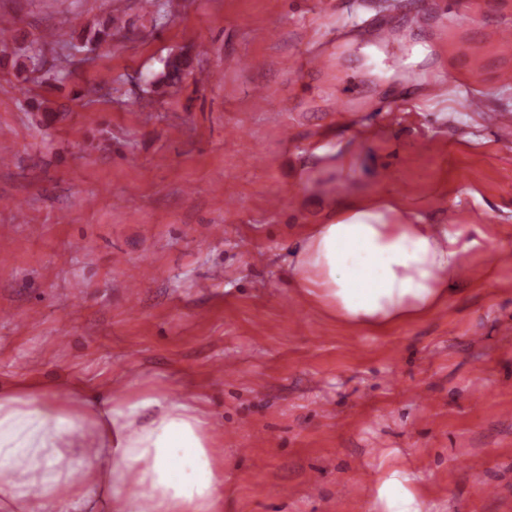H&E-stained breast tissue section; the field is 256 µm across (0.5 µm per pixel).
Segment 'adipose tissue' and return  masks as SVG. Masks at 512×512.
I'll return each instance as SVG.
<instances>
[{
    "mask_svg": "<svg viewBox=\"0 0 512 512\" xmlns=\"http://www.w3.org/2000/svg\"><path fill=\"white\" fill-rule=\"evenodd\" d=\"M358 197L294 243L293 282L327 314L382 332L448 298L477 242L469 225L405 224ZM197 397L150 383L0 385V512H224V459ZM368 512H430L412 474L379 467Z\"/></svg>",
    "mask_w": 512,
    "mask_h": 512,
    "instance_id": "adipose-tissue-1",
    "label": "adipose tissue"
}]
</instances>
